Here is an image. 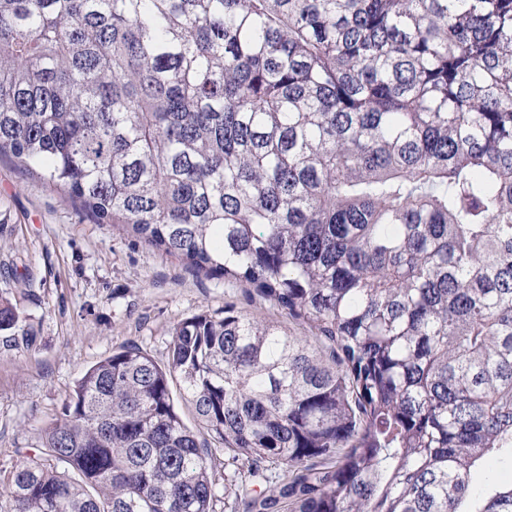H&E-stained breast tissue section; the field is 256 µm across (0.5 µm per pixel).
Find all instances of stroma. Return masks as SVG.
Here are the masks:
<instances>
[{
	"label": "stroma",
	"mask_w": 512,
	"mask_h": 512,
	"mask_svg": "<svg viewBox=\"0 0 512 512\" xmlns=\"http://www.w3.org/2000/svg\"><path fill=\"white\" fill-rule=\"evenodd\" d=\"M243 283L188 270L108 224L84 220L38 179L0 158V298L17 304L37 336L0 353V493L13 467L62 418L75 381L126 344L166 362L174 327L208 311L274 318Z\"/></svg>",
	"instance_id": "35a3bbf8"
}]
</instances>
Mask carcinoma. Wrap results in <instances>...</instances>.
<instances>
[{
  "instance_id": "1",
  "label": "carcinoma",
  "mask_w": 512,
  "mask_h": 512,
  "mask_svg": "<svg viewBox=\"0 0 512 512\" xmlns=\"http://www.w3.org/2000/svg\"><path fill=\"white\" fill-rule=\"evenodd\" d=\"M0 157L309 332L113 351L0 512H512V0H0ZM217 457L218 460L221 463H223V465L221 464V466H223L221 468V473H223L224 480H220L219 488L221 494H224L226 492L225 495H223V497H225L229 492L234 490V488L236 487H234V484H239L238 471H241V466L240 462H233L231 459H229V456L227 454L223 455L222 452L220 451L217 452Z\"/></svg>"
}]
</instances>
